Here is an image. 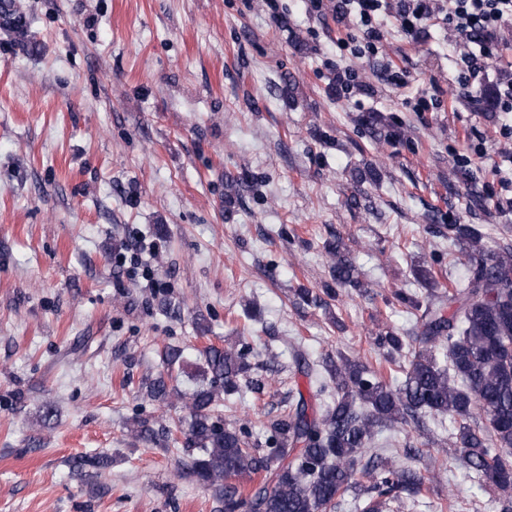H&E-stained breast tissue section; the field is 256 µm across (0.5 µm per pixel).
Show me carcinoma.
Listing matches in <instances>:
<instances>
[{
  "label": "carcinoma",
  "mask_w": 512,
  "mask_h": 512,
  "mask_svg": "<svg viewBox=\"0 0 512 512\" xmlns=\"http://www.w3.org/2000/svg\"><path fill=\"white\" fill-rule=\"evenodd\" d=\"M21 19L15 4H4V27L15 29ZM448 237L464 245L472 266L467 285L433 291L424 302L396 294L420 312L418 346L391 331L375 337L387 361L396 354L404 358L401 384L387 383L356 358L341 356L320 369L305 361L300 372L309 387L297 391L296 402L270 423L264 448L251 443L247 425L226 423L216 410L218 400L239 392L240 379L251 370L249 343L205 350L203 381L188 395L167 383L181 351H164L167 374L149 381L147 395L184 402L188 417L180 426L191 473L224 497V512H330L359 484L358 473L368 482L362 512H380L387 501L414 500L419 479L394 460L375 456L360 470L357 461L380 428L426 413L455 420L448 445L463 453L483 483L503 494V512H512V245L489 250L483 235L466 224L448 225ZM325 252L336 287L324 294L363 287L341 239L326 244ZM260 473L263 481L246 493L234 484Z\"/></svg>",
  "instance_id": "1"
}]
</instances>
